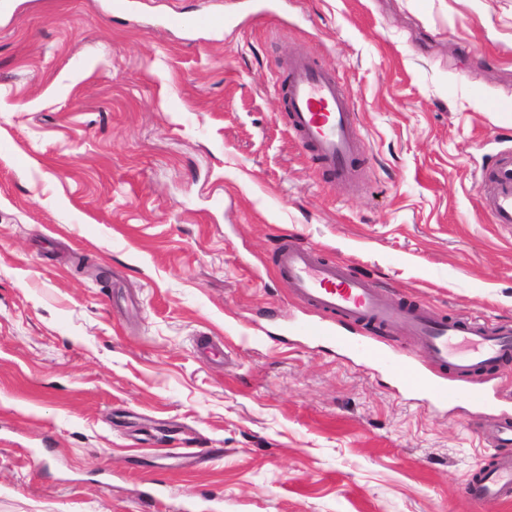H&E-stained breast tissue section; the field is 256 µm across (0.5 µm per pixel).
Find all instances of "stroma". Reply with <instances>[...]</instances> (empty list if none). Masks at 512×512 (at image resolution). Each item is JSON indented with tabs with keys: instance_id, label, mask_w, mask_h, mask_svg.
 <instances>
[{
	"instance_id": "1",
	"label": "stroma",
	"mask_w": 512,
	"mask_h": 512,
	"mask_svg": "<svg viewBox=\"0 0 512 512\" xmlns=\"http://www.w3.org/2000/svg\"><path fill=\"white\" fill-rule=\"evenodd\" d=\"M6 2L0 512H512L463 490L512 364L436 403L288 333L315 313L271 263L292 239L391 299L512 324V229L477 187L512 142V0ZM201 12L240 24H161ZM297 54L357 103L355 184L288 131Z\"/></svg>"
}]
</instances>
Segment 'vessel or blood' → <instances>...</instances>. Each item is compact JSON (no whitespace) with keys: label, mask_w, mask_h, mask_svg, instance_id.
I'll list each match as a JSON object with an SVG mask.
<instances>
[{"label":"vessel or blood","mask_w":512,"mask_h":512,"mask_svg":"<svg viewBox=\"0 0 512 512\" xmlns=\"http://www.w3.org/2000/svg\"><path fill=\"white\" fill-rule=\"evenodd\" d=\"M172 26L210 30L237 25L228 14L198 15L184 20L168 17ZM286 76L288 125L299 143L317 159L332 180L360 179L359 161L366 142L357 120V106L334 71L320 67L307 54L283 62ZM482 191L484 209L493 223L512 227V149L498 154ZM275 270L304 305L322 312L319 320L299 319L292 333L311 339L342 343L356 330L377 334L399 333L422 353L423 365L391 360L382 347L364 344L363 354L390 362L399 379L414 390L445 403L463 395L449 387V378H467L490 372L512 361V325H492L469 316L446 318L417 302L395 304L381 289L352 275L347 266L323 258L311 246L283 241L276 252ZM499 447L491 465L469 479L465 492L476 500L512 498V418H499L494 429Z\"/></svg>","instance_id":"b4317fda"}]
</instances>
